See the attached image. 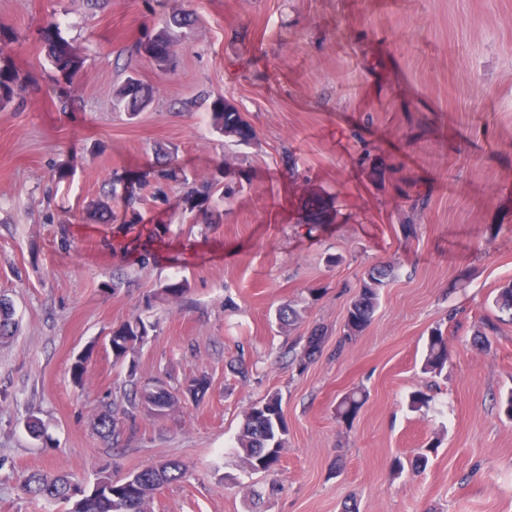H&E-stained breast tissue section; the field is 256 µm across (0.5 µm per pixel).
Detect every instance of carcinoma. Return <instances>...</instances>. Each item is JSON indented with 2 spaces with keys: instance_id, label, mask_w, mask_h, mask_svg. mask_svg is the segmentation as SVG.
I'll use <instances>...</instances> for the list:
<instances>
[{
  "instance_id": "obj_1",
  "label": "carcinoma",
  "mask_w": 512,
  "mask_h": 512,
  "mask_svg": "<svg viewBox=\"0 0 512 512\" xmlns=\"http://www.w3.org/2000/svg\"><path fill=\"white\" fill-rule=\"evenodd\" d=\"M51 58L54 65L62 72H73V58L70 48L63 44L52 47ZM15 76L0 70V107L8 105L14 98ZM120 100L131 107L145 104L141 83L134 77H128L117 93ZM212 122L216 129L227 136L241 141L250 139L253 132L235 112H214ZM391 275V269L377 265L368 270L366 279L351 301L345 318L344 340L359 336L371 323L378 305L380 289ZM494 306L497 314L480 319L475 331L474 341L489 342L488 336L498 331L499 324L512 323V280L505 283L496 295ZM18 322L15 319L14 306L10 299L0 297V343L16 335ZM149 329L144 321L135 317L112 331L109 343L115 362L122 363L134 348L140 344L142 337L148 335ZM323 336L315 331L307 337L300 354L296 356L303 365L313 358L321 349ZM448 363L447 339L440 328H435L428 337V344L423 360V370L440 375ZM130 392L126 405L105 412L98 422V433L103 440L114 444L119 439L117 432L118 417L134 420L143 412L151 417L162 418L174 407L176 400L172 392H167V401L163 412L155 414L148 410L153 397L150 384H141L135 374H129ZM210 381L202 374L191 379L185 392L192 398H202L209 390ZM366 394L362 390L352 391L343 396L336 406V416L343 421L352 420L363 405ZM288 427L283 418L281 398L273 392L265 398L253 402L245 410L242 425L230 453L235 455L242 467L250 474L270 473L264 468L266 460L277 450L287 444ZM185 476L183 467L175 462H166L160 466H147L130 475L121 483L108 481L101 487L98 497L87 509H82L83 498L78 496L74 483L63 476L53 478L33 475L28 480L26 491L35 498L72 503L68 512H144L147 498L162 486L176 482Z\"/></svg>"
}]
</instances>
